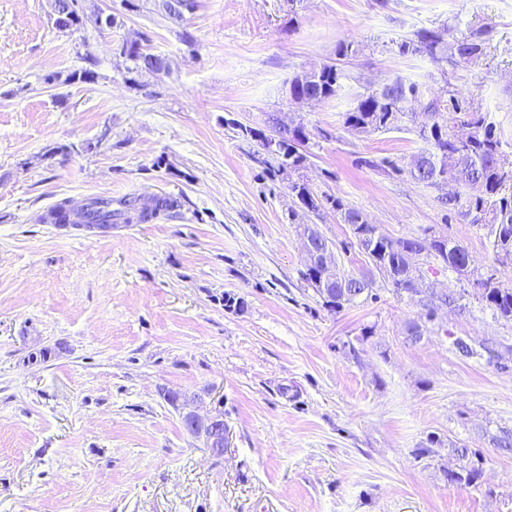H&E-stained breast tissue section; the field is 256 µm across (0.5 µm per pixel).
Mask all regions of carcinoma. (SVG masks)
I'll return each instance as SVG.
<instances>
[{
  "label": "carcinoma",
  "mask_w": 512,
  "mask_h": 512,
  "mask_svg": "<svg viewBox=\"0 0 512 512\" xmlns=\"http://www.w3.org/2000/svg\"><path fill=\"white\" fill-rule=\"evenodd\" d=\"M63 0H53L52 9L55 28L60 31L76 29L82 23V14H77L68 23L61 22L59 9ZM195 0H162V9L168 17L180 20L193 11ZM486 31L478 30L458 40H444L434 29H419L398 43L399 53L427 56L433 60L445 57L452 64L471 65L484 54ZM147 38L140 35L125 39L118 51L130 62L133 69H144L142 54ZM361 45L342 41L336 46V60L324 64L316 75L304 78L294 76L288 86V96L294 102L305 96L330 99L342 87L347 74L339 62L356 56ZM413 125L419 139L425 144L411 157L409 163L400 165L384 158L376 163L364 161L370 168H385L396 174H406L423 187L435 190L444 174L457 180V190L452 196H435V200L448 212L469 220L487 230L488 240L494 256V266L483 273L466 270L471 264L465 246L443 235H427L420 239L391 238L383 234L362 212L350 207L330 194H318L299 176L306 167L308 156L301 151L310 140L312 131L302 123L288 130V136L275 145L262 138L258 130L249 138L259 142L264 153V173L275 179L288 171V192L298 205L320 199L327 209L333 211L340 222L349 228L350 238L343 243L342 251L358 249L366 258L369 269L365 273H347L336 269L334 274L304 266L299 271L301 280L320 298L324 308L339 312L362 297L377 298L373 293L374 275H379L387 290L399 299L424 308L435 309L452 306L457 299L453 292L439 288L426 295H419L414 283L419 280V268L407 258V253L438 260L442 268L451 269L461 276H469L478 290L479 297L493 314L512 323V284L505 282L499 269V254H512V152L504 149L506 142L489 121L487 114L461 105L458 93L448 91L446 95H431L417 82L396 78L382 86L369 89L362 94L359 104L343 115V127L355 134H373L401 130L405 124ZM183 207L182 198L174 195H154L152 205H140V198L129 197L117 201L94 198L86 206L75 210L69 202L62 201L52 206L43 216L49 224H146L161 215L172 216ZM494 449L501 454H512V430H500L490 439ZM459 464L453 471H443L444 480L459 488H478L482 485L486 452L482 448L464 445L453 449Z\"/></svg>",
  "instance_id": "1"
}]
</instances>
